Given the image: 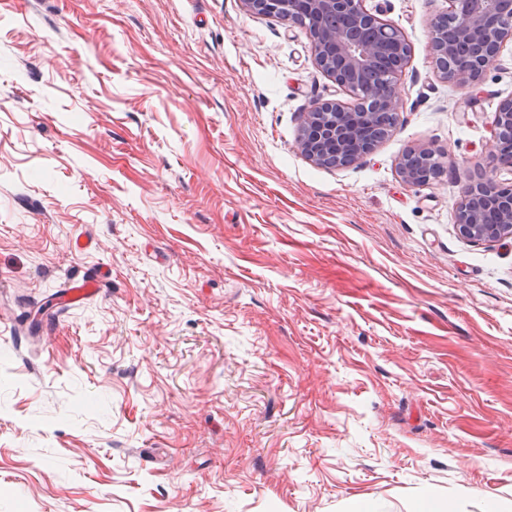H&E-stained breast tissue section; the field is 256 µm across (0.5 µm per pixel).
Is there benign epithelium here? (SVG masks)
<instances>
[{
  "label": "benign epithelium",
  "mask_w": 512,
  "mask_h": 512,
  "mask_svg": "<svg viewBox=\"0 0 512 512\" xmlns=\"http://www.w3.org/2000/svg\"><path fill=\"white\" fill-rule=\"evenodd\" d=\"M254 13L278 17L291 26L311 18H346L309 32L317 66L357 104L315 102L302 114L301 153L313 164L328 168L351 166L373 152L368 135L380 112H398L403 67L379 75L363 86L348 82L350 74L376 70L387 41L407 44L391 21L370 12L366 0H242ZM512 42V0H448L447 10L430 23V49L437 72L462 89L478 86L488 62ZM495 149L488 170L469 181L458 207L459 233L474 243L512 239V186L497 180L502 170L512 172V98L502 101L493 121ZM411 157L424 156L445 169L444 154L426 147L408 149Z\"/></svg>",
  "instance_id": "obj_1"
}]
</instances>
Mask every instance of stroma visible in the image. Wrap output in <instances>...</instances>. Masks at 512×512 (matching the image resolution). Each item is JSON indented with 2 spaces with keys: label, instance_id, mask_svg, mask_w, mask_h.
Returning <instances> with one entry per match:
<instances>
[{
  "label": "stroma",
  "instance_id": "obj_1",
  "mask_svg": "<svg viewBox=\"0 0 512 512\" xmlns=\"http://www.w3.org/2000/svg\"><path fill=\"white\" fill-rule=\"evenodd\" d=\"M366 7L411 47L402 107L327 169L301 114L349 96L305 29L0 0V512H512V239L456 228L512 44L462 90L448 0ZM412 146L440 180H402Z\"/></svg>",
  "mask_w": 512,
  "mask_h": 512
}]
</instances>
